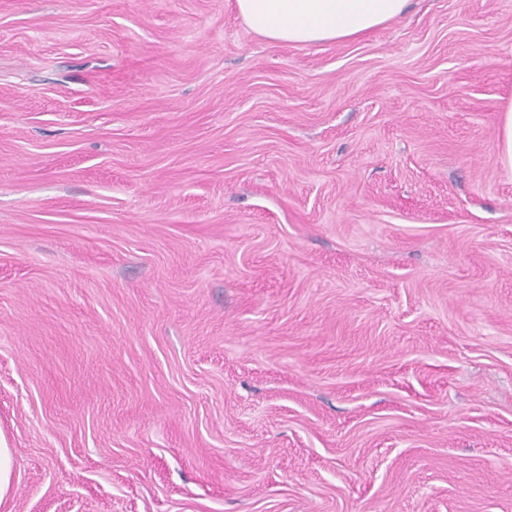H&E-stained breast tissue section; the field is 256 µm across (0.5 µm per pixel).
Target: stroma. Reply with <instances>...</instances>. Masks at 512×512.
Instances as JSON below:
<instances>
[{"label": "stroma", "instance_id": "stroma-1", "mask_svg": "<svg viewBox=\"0 0 512 512\" xmlns=\"http://www.w3.org/2000/svg\"><path fill=\"white\" fill-rule=\"evenodd\" d=\"M509 97L512 0H0V512H512ZM412 0H236L257 35L295 45L343 41L370 34L401 17ZM500 112H503L502 138L500 143V162L504 169L512 172V99L504 102ZM13 479V453L0 437V506L8 500Z\"/></svg>", "mask_w": 512, "mask_h": 512}]
</instances>
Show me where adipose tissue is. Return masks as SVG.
<instances>
[{"label": "adipose tissue", "instance_id": "obj_1", "mask_svg": "<svg viewBox=\"0 0 512 512\" xmlns=\"http://www.w3.org/2000/svg\"><path fill=\"white\" fill-rule=\"evenodd\" d=\"M412 0H235L247 26L264 38L295 45L370 34L401 17Z\"/></svg>", "mask_w": 512, "mask_h": 512}]
</instances>
